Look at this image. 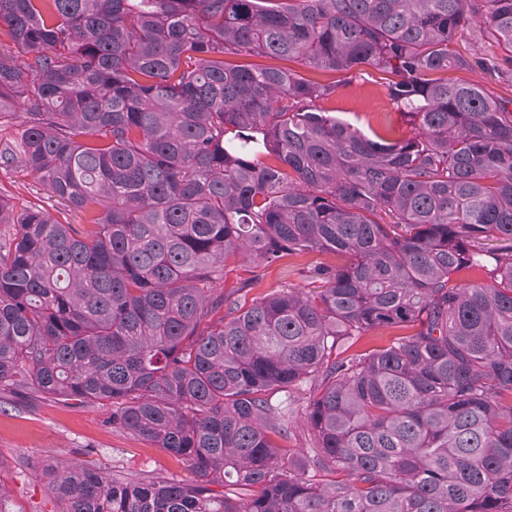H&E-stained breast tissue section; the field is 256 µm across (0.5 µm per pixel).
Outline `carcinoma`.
Instances as JSON below:
<instances>
[{
  "instance_id": "1",
  "label": "carcinoma",
  "mask_w": 512,
  "mask_h": 512,
  "mask_svg": "<svg viewBox=\"0 0 512 512\" xmlns=\"http://www.w3.org/2000/svg\"><path fill=\"white\" fill-rule=\"evenodd\" d=\"M1 24L0 166L86 222L0 198V395L110 405L194 474L58 459L59 512H512V99L450 77L512 69V0H0ZM366 68L409 137L318 106ZM316 251L345 263L308 291L214 287L231 255Z\"/></svg>"
}]
</instances>
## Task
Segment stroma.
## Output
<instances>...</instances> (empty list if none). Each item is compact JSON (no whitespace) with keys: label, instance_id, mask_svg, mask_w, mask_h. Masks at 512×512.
<instances>
[{"label":"stroma","instance_id":"stroma-1","mask_svg":"<svg viewBox=\"0 0 512 512\" xmlns=\"http://www.w3.org/2000/svg\"><path fill=\"white\" fill-rule=\"evenodd\" d=\"M326 107L367 135L377 134L390 142L409 135L374 70H366L360 78L340 86ZM0 197L17 213L39 206L61 222L82 221L81 214L66 209L29 171L17 165L0 168ZM340 263L339 256L313 252L257 270L242 257L232 256L225 262V275L218 285L231 289L246 282L255 295L271 293L285 285L305 288L315 269ZM111 414L108 406L62 401L47 395L39 396L27 407L0 405V505L6 512H56L57 506L36 470L46 460L59 457L125 476L163 473L191 480L186 465L114 427Z\"/></svg>","mask_w":512,"mask_h":512}]
</instances>
